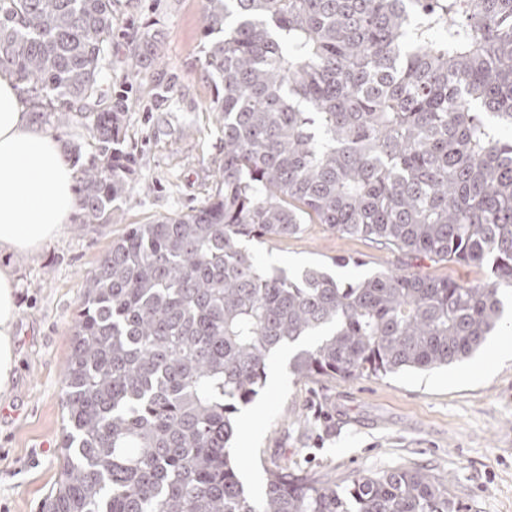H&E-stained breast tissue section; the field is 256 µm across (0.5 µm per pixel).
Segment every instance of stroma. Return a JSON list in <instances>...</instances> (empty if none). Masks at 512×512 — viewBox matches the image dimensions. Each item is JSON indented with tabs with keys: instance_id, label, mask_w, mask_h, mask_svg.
Here are the masks:
<instances>
[{
	"instance_id": "obj_1",
	"label": "stroma",
	"mask_w": 512,
	"mask_h": 512,
	"mask_svg": "<svg viewBox=\"0 0 512 512\" xmlns=\"http://www.w3.org/2000/svg\"><path fill=\"white\" fill-rule=\"evenodd\" d=\"M206 0H120L107 88L127 86L125 148L137 159L134 200L112 223L68 224L38 253L8 255L19 309L16 378L0 395V512H40L60 473L63 371L86 278L129 225L206 204L223 157L211 112V77L199 62ZM156 32L160 61L135 63L128 46ZM261 261L292 272L324 265L350 280L398 266V253L348 239L323 224L254 246ZM360 267L338 266L341 258ZM512 335L502 327L471 358L383 377L301 379L278 362L281 385L265 382L240 432V474L264 492L269 469L345 484L359 473L422 467L448 482L469 512H512V359L488 374L478 364Z\"/></svg>"
}]
</instances>
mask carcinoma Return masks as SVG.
Segmentation results:
<instances>
[{
  "label": "carcinoma",
  "mask_w": 512,
  "mask_h": 512,
  "mask_svg": "<svg viewBox=\"0 0 512 512\" xmlns=\"http://www.w3.org/2000/svg\"><path fill=\"white\" fill-rule=\"evenodd\" d=\"M118 0H0V71L37 121L79 112L77 224L132 198L126 91L101 75ZM203 69L224 157L204 206L134 224L87 278L64 371L46 512H462L423 468L343 486L268 472L248 495L238 406L274 353L298 377H381L472 356L512 288V0H207ZM157 54L156 36L132 43ZM306 224L395 252L487 266L339 282L265 268L247 246Z\"/></svg>",
  "instance_id": "carcinoma-1"
}]
</instances>
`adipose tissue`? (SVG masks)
<instances>
[{"mask_svg":"<svg viewBox=\"0 0 512 512\" xmlns=\"http://www.w3.org/2000/svg\"><path fill=\"white\" fill-rule=\"evenodd\" d=\"M74 172L39 128L20 84L0 73V253H33L60 236L76 208ZM17 281L0 266V394L15 376Z\"/></svg>","mask_w":512,"mask_h":512,"instance_id":"obj_1","label":"adipose tissue"}]
</instances>
